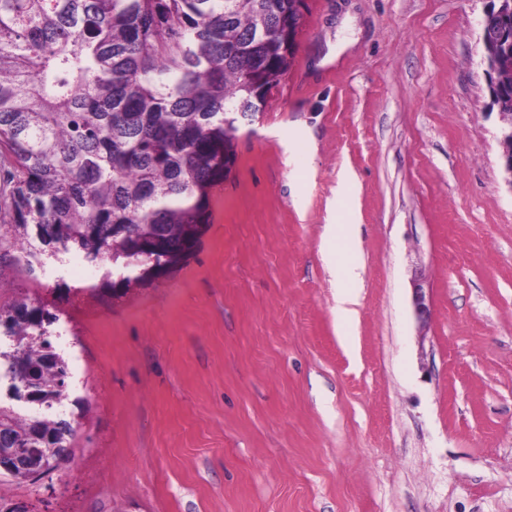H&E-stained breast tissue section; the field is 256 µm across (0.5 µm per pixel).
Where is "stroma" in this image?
<instances>
[{"mask_svg":"<svg viewBox=\"0 0 512 512\" xmlns=\"http://www.w3.org/2000/svg\"><path fill=\"white\" fill-rule=\"evenodd\" d=\"M188 264L30 278L75 432L27 512H512V190L486 0H306ZM360 272L353 319L336 316ZM430 312L418 318L414 286ZM497 114L499 121L497 140L501 149V166L505 175V182L512 190V107L510 110V108L504 109L500 105Z\"/></svg>","mask_w":512,"mask_h":512,"instance_id":"1","label":"stroma"}]
</instances>
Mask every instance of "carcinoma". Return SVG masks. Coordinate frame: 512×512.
I'll return each mask as SVG.
<instances>
[{
  "label": "carcinoma",
  "mask_w": 512,
  "mask_h": 512,
  "mask_svg": "<svg viewBox=\"0 0 512 512\" xmlns=\"http://www.w3.org/2000/svg\"><path fill=\"white\" fill-rule=\"evenodd\" d=\"M300 0H0V272L80 255L102 263L91 292L117 295L186 263L210 224V189L236 161L238 128L289 70ZM489 45L512 96V14ZM58 315L34 298L0 302L7 396L68 398V358L49 340ZM72 428L19 419L0 403V448L36 481L67 461Z\"/></svg>",
  "instance_id": "carcinoma-1"
}]
</instances>
